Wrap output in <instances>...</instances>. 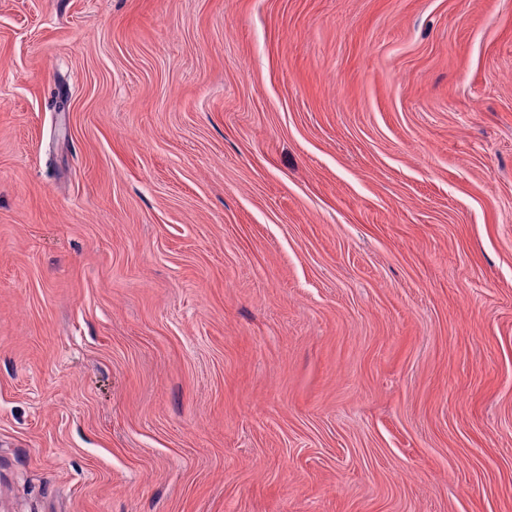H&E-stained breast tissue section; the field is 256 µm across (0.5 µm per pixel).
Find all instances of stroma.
<instances>
[{
  "mask_svg": "<svg viewBox=\"0 0 512 512\" xmlns=\"http://www.w3.org/2000/svg\"><path fill=\"white\" fill-rule=\"evenodd\" d=\"M0 512H512V0H0Z\"/></svg>",
  "mask_w": 512,
  "mask_h": 512,
  "instance_id": "35a3bbf8",
  "label": "stroma"
}]
</instances>
